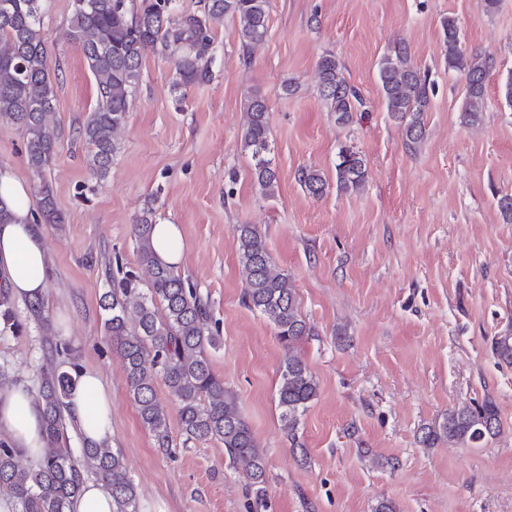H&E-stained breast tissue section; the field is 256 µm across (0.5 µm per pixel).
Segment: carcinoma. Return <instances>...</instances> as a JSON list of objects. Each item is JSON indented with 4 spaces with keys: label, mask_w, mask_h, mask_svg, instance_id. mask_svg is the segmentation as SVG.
<instances>
[{
    "label": "carcinoma",
    "mask_w": 512,
    "mask_h": 512,
    "mask_svg": "<svg viewBox=\"0 0 512 512\" xmlns=\"http://www.w3.org/2000/svg\"><path fill=\"white\" fill-rule=\"evenodd\" d=\"M268 0H205L200 13L176 11L171 0H72L71 36L78 45L97 88L98 104L79 137L91 150L94 175L104 180L118 151L117 134L125 122L129 97L140 80L143 54L150 50L175 58L180 91L206 79L211 61V23L226 16L235 21V38L246 50L268 34ZM448 69L466 79L464 119L479 120L485 104L488 63L462 48L457 20L441 22ZM41 0H0V124L25 130L26 157L34 185L30 215L35 223L62 224L52 189L44 179L58 144L59 133L49 123L59 80L47 65L42 33ZM320 95L336 122L347 124L363 105L335 55L318 61ZM378 82L386 111L403 125L405 137L416 143L425 132L424 112L430 102L427 77L414 68L407 47L400 45L378 65ZM243 147L251 152L253 177L266 197L275 194L277 177L270 157L268 111L253 95L242 132ZM336 189H360L367 177L365 160L352 146L338 152ZM298 181L313 198L329 191L322 173L300 170ZM154 213L144 212L133 225L139 266L146 277L125 271L115 261L112 288L102 296L106 312L104 336L122 360L129 397L156 447L170 448L172 429L166 406L157 395L163 384L178 414L184 441L220 442L224 452L240 466L255 487L256 503L264 501L266 462L243 416L234 392L213 373L208 350L218 346L219 326L210 318L207 301L175 267L162 261L153 243ZM239 264L246 304L266 317L277 330L286 350L280 365L277 408L288 438L296 441L302 418L317 399L319 387L308 364L295 353L296 345L313 332L300 312L293 281L265 248L257 224L236 227ZM0 319L15 332L23 325L15 318L11 294L0 287ZM498 357L512 363V333L494 341ZM77 384V374L51 367L43 371L36 399L43 411L45 448L32 467H23L24 452L0 442V489L9 492L18 512H66L91 475L112 493L116 512H138L137 492L120 453L106 442L83 444L79 454L62 446L66 400ZM495 404L490 400L454 407L420 428L418 443L432 448L448 441L461 448H476L500 431Z\"/></svg>",
    "instance_id": "carcinoma-1"
}]
</instances>
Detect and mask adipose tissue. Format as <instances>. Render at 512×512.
I'll use <instances>...</instances> for the list:
<instances>
[{
    "label": "adipose tissue",
    "mask_w": 512,
    "mask_h": 512,
    "mask_svg": "<svg viewBox=\"0 0 512 512\" xmlns=\"http://www.w3.org/2000/svg\"><path fill=\"white\" fill-rule=\"evenodd\" d=\"M30 202L28 184L11 171L0 170V209L12 216L11 222L0 224V284L28 300L44 296L48 276L45 243L29 218ZM66 413L83 439H111L112 395L97 372L82 371ZM0 434L30 455L39 454L43 446L41 409L25 388L0 390Z\"/></svg>",
    "instance_id": "1"
}]
</instances>
